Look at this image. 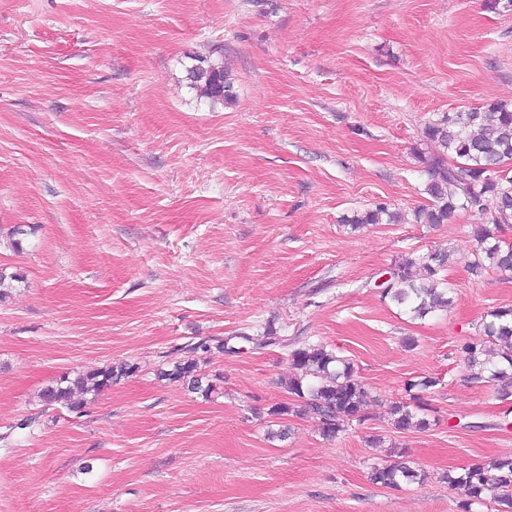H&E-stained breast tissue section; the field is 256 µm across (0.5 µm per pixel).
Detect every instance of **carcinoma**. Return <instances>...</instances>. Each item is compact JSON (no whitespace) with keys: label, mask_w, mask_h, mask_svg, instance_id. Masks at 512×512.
Segmentation results:
<instances>
[{"label":"carcinoma","mask_w":512,"mask_h":512,"mask_svg":"<svg viewBox=\"0 0 512 512\" xmlns=\"http://www.w3.org/2000/svg\"><path fill=\"white\" fill-rule=\"evenodd\" d=\"M199 95L213 102L234 99L233 81L224 64H210L193 70ZM427 138L436 141L453 158L449 164L439 155L427 167L426 193L432 203L418 208L413 220L420 224H445L461 209L477 207L490 215V222L473 231L476 248L469 261L475 275L489 269L512 271V244L501 239L504 229L512 225V176L503 175V167L512 164V102H494L487 109L455 112L426 127ZM405 217L379 203L371 209L344 217V223L356 231L366 224H399ZM448 250L427 256L407 257L389 271L383 293L405 308L412 318L444 311L453 302L452 289L443 286L439 272L448 265ZM239 339L257 349L272 345L288 346V337L269 328L257 336ZM228 340L185 346L184 355L157 369L161 381L176 382L203 397L220 390L218 378L202 372L198 351L211 348L226 350ZM461 353L477 381L490 379L499 383L501 396L512 394V307H498L487 313L479 337L461 345ZM291 371L280 380L285 392L298 405L281 403L271 410L274 416L293 412L311 417L319 433L333 439L352 421L365 420L369 393L349 360L325 345H310L289 353ZM137 366L121 362L63 375L40 392L45 406L63 405L78 411L87 404V396H96L116 381L134 375ZM432 377L407 385L409 400L391 403L388 413L392 425L402 431H424L430 422L425 415L428 404L422 393L435 386ZM426 474L403 462L371 468L369 480L386 488L398 489L402 483L424 481ZM448 485L461 491V508L486 499L495 504L496 512H512V459H491L474 463L457 474H448Z\"/></svg>","instance_id":"cac0c4a2"}]
</instances>
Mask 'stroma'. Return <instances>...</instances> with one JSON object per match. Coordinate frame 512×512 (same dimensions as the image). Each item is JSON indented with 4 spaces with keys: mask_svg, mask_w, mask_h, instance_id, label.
Wrapping results in <instances>:
<instances>
[{
    "mask_svg": "<svg viewBox=\"0 0 512 512\" xmlns=\"http://www.w3.org/2000/svg\"><path fill=\"white\" fill-rule=\"evenodd\" d=\"M217 63L228 104L193 86ZM495 101L512 0H0V268L25 277L0 303V512H462L447 472L512 458V398L459 352L512 307V273L466 266L488 215L340 219L428 204L426 126ZM439 247L454 302L409 319L379 281ZM268 326L289 348L201 354L211 398L155 375ZM320 343L371 395L332 440L271 413L290 348ZM122 361L137 372L81 411L38 398ZM425 377L430 428L394 429ZM401 459L426 480L369 482ZM352 231H357L366 224H399L404 223L405 217L398 211L390 210L386 204L379 203L374 208L353 212L343 219Z\"/></svg>",
    "mask_w": 512,
    "mask_h": 512,
    "instance_id": "obj_1",
    "label": "stroma"
}]
</instances>
